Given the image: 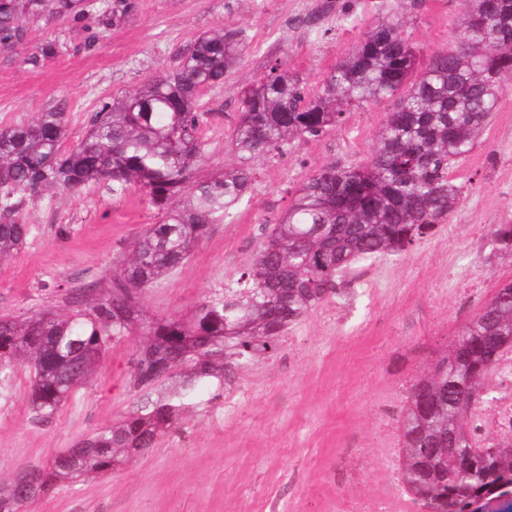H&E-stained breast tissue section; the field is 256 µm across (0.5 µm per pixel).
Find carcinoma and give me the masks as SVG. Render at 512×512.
<instances>
[{
    "label": "carcinoma",
    "mask_w": 512,
    "mask_h": 512,
    "mask_svg": "<svg viewBox=\"0 0 512 512\" xmlns=\"http://www.w3.org/2000/svg\"><path fill=\"white\" fill-rule=\"evenodd\" d=\"M461 34L419 67L400 21L373 23L334 65L316 93L279 64L239 93L232 138L235 162L202 176V92L224 88V74L248 51L246 31L220 25L199 36L179 65L102 104L69 152L60 151L64 108L0 130V259L18 252L32 226L25 199L60 190L106 187L120 198L140 189L161 215L134 239L110 294L68 313L0 318V374L29 366L31 404L55 416L83 386L117 337L142 336L132 375L143 391L120 422L51 457L37 473L38 498L59 481L107 473L154 447L182 411L224 397L234 369L272 355L288 327L337 293L340 274L363 258L399 253L444 224L461 200L453 164L488 124L503 78L512 74V0H464ZM59 0H0V46L24 41L27 24L60 13ZM398 97L368 161L326 165L295 189L288 211L263 223L252 261L205 297L185 321L142 318L139 294L186 262L216 224L251 199L255 164L298 139L340 125L349 107ZM500 250L512 253V224H497ZM512 344V281L501 285L439 358L416 377L402 420L403 487L430 512H466L484 489L512 479V454L469 457L458 397L480 393L487 362ZM188 371H181V367ZM170 388L152 397L164 382Z\"/></svg>",
    "instance_id": "carcinoma-1"
}]
</instances>
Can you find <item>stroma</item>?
<instances>
[{"label": "stroma", "instance_id": "35a3bbf8", "mask_svg": "<svg viewBox=\"0 0 512 512\" xmlns=\"http://www.w3.org/2000/svg\"><path fill=\"white\" fill-rule=\"evenodd\" d=\"M112 4L95 0L82 13L41 18L23 46L0 48V129L62 102L61 149L70 151L102 103L175 68L215 26L243 27L247 54L223 89L203 98L207 176L232 159L239 91L271 65L282 64L313 93L377 18L402 21L425 61L459 33L463 16V0H128L119 18ZM346 10L352 21L343 20ZM310 16L322 39L304 27ZM48 43L53 52L42 53ZM396 105L390 98L352 107L340 127L261 161L251 203L216 225L179 271L142 292L144 318H189L249 264L260 224L276 222L308 176L332 161H366ZM452 176L462 195L446 223L401 253L354 264L339 295L288 329L272 356L236 371L223 400L183 413L179 430L137 460L62 482L23 512H342L350 473L368 496L386 492L375 466L374 410L387 392L430 370L512 280V255L492 235L494 225L512 224V89ZM21 216L32 232L0 263V317L19 320L106 297L132 241L161 220L140 190L115 199L100 186L27 203ZM138 342L135 335L111 341L88 383L49 419L30 409L26 368L0 380V478L122 420L140 396L131 370Z\"/></svg>", "mask_w": 512, "mask_h": 512}]
</instances>
